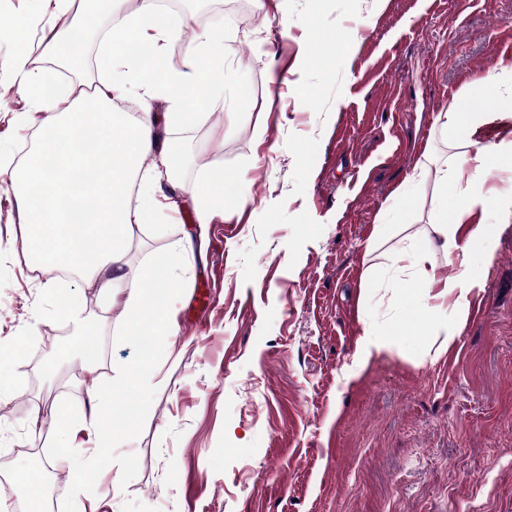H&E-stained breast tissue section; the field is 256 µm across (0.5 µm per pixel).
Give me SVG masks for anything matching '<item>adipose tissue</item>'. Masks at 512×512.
<instances>
[{"label":"adipose tissue","instance_id":"ef3b65f1","mask_svg":"<svg viewBox=\"0 0 512 512\" xmlns=\"http://www.w3.org/2000/svg\"><path fill=\"white\" fill-rule=\"evenodd\" d=\"M156 0H140L137 11L127 18L108 39L104 54L112 75L111 85L72 96L70 90L56 93V105L45 101L48 75L30 69V42L27 20H17L12 30L18 42L13 61L17 77L27 88L43 116L37 146L9 173V183L17 203L25 238L37 255L45 276L43 289L54 291L60 265L83 266L93 256L110 259L111 265L100 288L124 291V307L130 317H137L144 299H152L154 317L151 335L172 336L176 326L169 316L170 269L167 259L144 267L136 278H129L122 263L125 241L134 226L140 225L144 212L158 204L154 187L158 182L157 158L174 162L178 158L168 141L157 132L152 112L143 109L137 117L109 110L114 88L134 84L145 99L166 98L171 124L188 125L195 121L197 109L205 107L215 90L224 86V67L217 64L213 51L221 43L220 35L188 46L185 67L181 70L155 72L154 63L161 56L162 41L179 40L180 21L165 27L156 25ZM444 129L453 139L458 164L469 166L474 182L459 189L453 200H440L433 221L414 242L413 261L421 270L426 287H440L448 297L452 318L443 322L433 308L415 305L405 308L404 320L386 329H367L361 350L354 361L362 369L372 357L390 354L399 348V339L410 325L426 324L442 334L443 345H450L469 315L470 294L481 286L473 267V256L488 252L493 228L487 224L472 227L467 238H460L458 225L449 223V215L464 216L476 206L491 203L492 197L482 189L491 157L512 155V139L497 142L478 140L480 119L462 121L458 100H451L443 114ZM141 185V203L132 206L127 195L131 182ZM442 246L450 264L457 268L453 280L438 276L431 265L435 246ZM83 368L88 372L86 395L89 414L60 413L57 430L68 435L110 422H120L125 412L112 407V393L99 387L94 373L98 368L96 346L82 345Z\"/></svg>","mask_w":512,"mask_h":512}]
</instances>
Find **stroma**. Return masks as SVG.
I'll use <instances>...</instances> for the list:
<instances>
[{
	"label": "stroma",
	"mask_w": 512,
	"mask_h": 512,
	"mask_svg": "<svg viewBox=\"0 0 512 512\" xmlns=\"http://www.w3.org/2000/svg\"><path fill=\"white\" fill-rule=\"evenodd\" d=\"M220 2L177 13L185 40L223 31L224 88L194 125L160 128L188 157V190L129 236L124 262L194 253L171 268L174 354L127 392L117 374L141 343L122 302L86 270L46 293L3 189L39 125L17 43L0 39V480L39 476L52 410L89 409L79 356L53 362L44 341L72 326L63 296L94 315L96 382L132 411L70 441L88 466L55 512H512V161L493 205L463 219L494 226V255L455 341L416 327L402 352L348 371L367 322L396 319L399 278L420 285L396 252L438 202L452 153L439 113L460 98L482 139L504 137L512 76L479 81L512 61V0H244L217 24ZM19 17L37 42L81 14L0 0L1 22ZM214 189L224 209L200 223L194 197Z\"/></svg>",
	"instance_id": "stroma-1"
}]
</instances>
